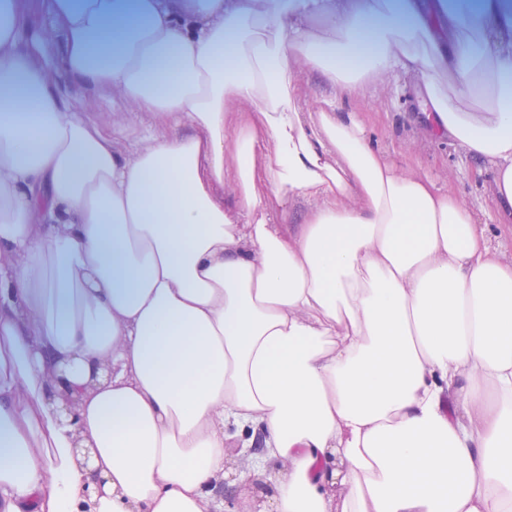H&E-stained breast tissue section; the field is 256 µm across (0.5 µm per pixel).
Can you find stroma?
I'll list each match as a JSON object with an SVG mask.
<instances>
[{
    "mask_svg": "<svg viewBox=\"0 0 512 512\" xmlns=\"http://www.w3.org/2000/svg\"><path fill=\"white\" fill-rule=\"evenodd\" d=\"M423 80L419 74H401L381 84L371 97L350 104L349 109L362 119L367 134L374 138L397 166L411 165L433 180L437 187L452 188L485 218V198L489 182L474 178L473 164L450 142L429 133L420 120L415 91ZM72 95L85 105L89 118L106 123L118 121L144 131L149 118L113 100L111 92L73 88Z\"/></svg>",
    "mask_w": 512,
    "mask_h": 512,
    "instance_id": "1",
    "label": "stroma"
}]
</instances>
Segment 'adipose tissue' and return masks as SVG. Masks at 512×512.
<instances>
[{
  "label": "adipose tissue",
  "mask_w": 512,
  "mask_h": 512,
  "mask_svg": "<svg viewBox=\"0 0 512 512\" xmlns=\"http://www.w3.org/2000/svg\"><path fill=\"white\" fill-rule=\"evenodd\" d=\"M402 71L493 224L345 112ZM507 233L512 0H0V512H209L232 425L266 512H512ZM72 95L79 103L86 106L89 118L103 121L112 127L113 121H121L122 124L129 125L139 133L143 132L149 125L150 119L143 113H135L122 106L117 101H112V92L94 91L81 87H75Z\"/></svg>",
  "instance_id": "obj_1"
}]
</instances>
